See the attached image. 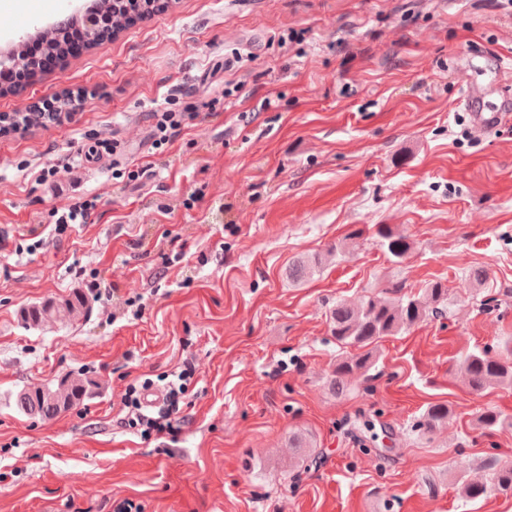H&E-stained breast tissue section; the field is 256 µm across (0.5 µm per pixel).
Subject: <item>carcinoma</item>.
Masks as SVG:
<instances>
[{
	"label": "carcinoma",
	"instance_id": "carcinoma-1",
	"mask_svg": "<svg viewBox=\"0 0 512 512\" xmlns=\"http://www.w3.org/2000/svg\"><path fill=\"white\" fill-rule=\"evenodd\" d=\"M135 0H101L100 8L113 17H119L125 8H134ZM379 245L395 261H400L410 250L406 237L394 233L386 226L377 228ZM405 285L393 283L384 294L365 296L358 300L342 299L330 312L329 328L336 344L343 349L336 361L330 379L332 389L342 394L355 375H366L373 366L375 344L388 336H396L427 319L439 307L448 303V289L436 281L429 282L419 294L404 291ZM88 310L86 299L74 294L59 302L34 305L23 313L29 326H39L45 320L56 317L75 321L84 317ZM460 371L468 387L482 393L495 386L512 387V337L502 340L500 351L474 350L461 356ZM95 386L86 377H65L55 385L27 387L14 395L16 409L32 417L49 420L71 409ZM448 406L441 403L428 405L414 423L415 431L431 435L448 424ZM479 426L491 431L505 423L502 414L493 407L485 408L477 417ZM463 497L476 500L491 493L512 495V466L488 464L482 480H466L462 483Z\"/></svg>",
	"mask_w": 512,
	"mask_h": 512
}]
</instances>
